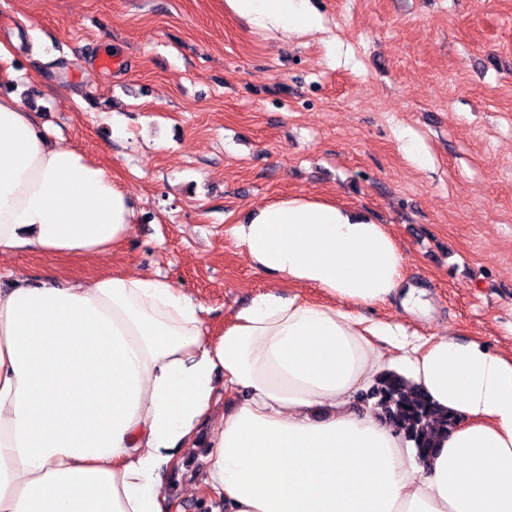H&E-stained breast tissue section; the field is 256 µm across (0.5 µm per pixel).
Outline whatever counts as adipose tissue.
<instances>
[{
  "mask_svg": "<svg viewBox=\"0 0 512 512\" xmlns=\"http://www.w3.org/2000/svg\"><path fill=\"white\" fill-rule=\"evenodd\" d=\"M225 3L256 29L323 30L309 0ZM136 221L106 167L0 93V262L101 261ZM232 236L277 286L328 302L260 294L215 338L203 306L150 273L0 286V512H172L160 470L195 450L204 421L202 481L184 495L207 485L226 512H512V356L358 315L393 296L428 310L384 225L285 194ZM387 370L465 418L425 464L351 406Z\"/></svg>",
  "mask_w": 512,
  "mask_h": 512,
  "instance_id": "adipose-tissue-1",
  "label": "adipose tissue"
}]
</instances>
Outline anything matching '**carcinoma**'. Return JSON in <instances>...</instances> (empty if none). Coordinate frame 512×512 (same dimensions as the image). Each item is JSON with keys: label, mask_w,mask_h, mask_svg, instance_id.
<instances>
[{"label": "carcinoma", "mask_w": 512, "mask_h": 512, "mask_svg": "<svg viewBox=\"0 0 512 512\" xmlns=\"http://www.w3.org/2000/svg\"><path fill=\"white\" fill-rule=\"evenodd\" d=\"M376 399L380 417L414 443L421 459L435 451L440 435L451 431L457 416L437 407L421 392H409L403 379L392 371L382 373L368 392Z\"/></svg>", "instance_id": "carcinoma-1"}]
</instances>
